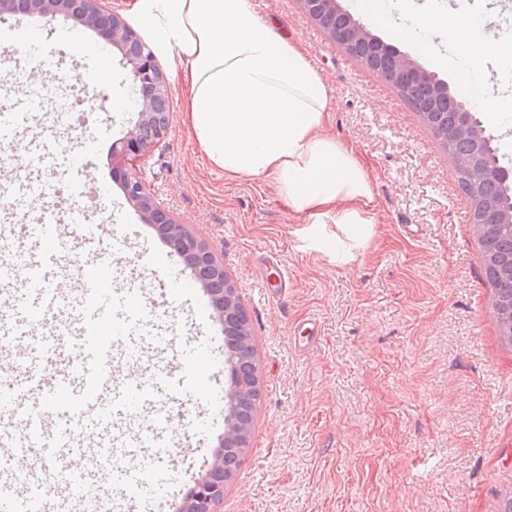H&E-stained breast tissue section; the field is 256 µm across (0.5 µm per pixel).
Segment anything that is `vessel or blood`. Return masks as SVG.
I'll return each instance as SVG.
<instances>
[{"mask_svg": "<svg viewBox=\"0 0 512 512\" xmlns=\"http://www.w3.org/2000/svg\"><path fill=\"white\" fill-rule=\"evenodd\" d=\"M39 21L24 20L0 31V45L25 41L29 52L39 50ZM457 69L467 71L463 91L478 94L493 73L473 70L466 56L449 51ZM19 93L12 107L0 105V139L36 119L42 109L41 91L27 79H19ZM29 235L38 248L20 255L12 264L0 265V284L23 275L25 287L19 295L0 300V313L11 310V322L0 320V349L13 361L32 363L33 368L17 379L0 373V415L26 406L30 430L0 426V454L8 457L49 450L64 476L54 497H47L44 484L30 471L15 470L0 476V512H76L87 489L104 471H111L115 491L114 512H126L133 501H141L146 512H157L162 495L150 492L145 473L133 474L120 463L122 451L137 448L145 454L160 453L166 445L168 413L158 409L154 420L132 428L131 409L153 394L171 392L173 402L196 399L214 406V392L206 391L204 353L211 349L206 302H199V320L192 347L187 350L193 378L182 389L169 390L156 370L142 376L119 375L115 356L134 361L148 351L166 347V336L156 327L146 303L136 288H123L84 276L78 312L66 311L68 300L54 284L63 229L51 224L31 228ZM61 310L48 333H40V318L47 308Z\"/></svg>", "mask_w": 512, "mask_h": 512, "instance_id": "vessel-or-blood-1", "label": "vessel or blood"}]
</instances>
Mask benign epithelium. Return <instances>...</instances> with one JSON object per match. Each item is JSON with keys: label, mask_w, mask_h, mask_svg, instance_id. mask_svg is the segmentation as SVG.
<instances>
[{"label": "benign epithelium", "mask_w": 512, "mask_h": 512, "mask_svg": "<svg viewBox=\"0 0 512 512\" xmlns=\"http://www.w3.org/2000/svg\"><path fill=\"white\" fill-rule=\"evenodd\" d=\"M304 9L342 49L354 53L357 44L374 40L377 53L393 71L425 84L432 96L452 101L448 84L423 68L412 57L374 36L353 15H347L343 29L335 26L336 16L343 12L340 0H300ZM0 14L39 15L69 18L90 29L105 42L117 48L126 64L138 94L137 120L120 141L112 146V156L118 158L115 176L122 181L127 199L134 205L143 223L153 224L173 244L196 282L209 296L214 318L219 323H234L244 314L237 284L226 275L214 247L194 235L184 225L176 223L156 201L154 194L136 173L137 163L149 156L165 139L170 116L168 81L154 49L119 16L102 7L101 0H0ZM455 124L446 132H436L438 139L460 136L470 141L472 150L462 162L473 165L475 157L484 156L493 141L477 110L470 104L455 102ZM482 178L495 185L509 178L498 160L480 163ZM512 222V206L496 208L493 214L483 213L473 222V232L480 239L501 225ZM255 381L236 366H228V382L224 388V436L207 472L185 497L179 512H215L224 501V488L234 477L236 461L224 457V449L234 452L246 447L248 435L241 426L240 406Z\"/></svg>", "instance_id": "1"}]
</instances>
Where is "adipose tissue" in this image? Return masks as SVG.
<instances>
[{"mask_svg": "<svg viewBox=\"0 0 512 512\" xmlns=\"http://www.w3.org/2000/svg\"><path fill=\"white\" fill-rule=\"evenodd\" d=\"M147 7L184 67V112L197 148L226 178L271 179L303 214L308 250L351 263L376 234L375 181L351 143L329 135L333 91L295 38L260 18L254 0H148ZM397 12L367 20L437 64L444 45L483 68L512 60V39L488 22L397 0ZM396 12V13H397Z\"/></svg>", "mask_w": 512, "mask_h": 512, "instance_id": "adipose-tissue-1", "label": "adipose tissue"}]
</instances>
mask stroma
<instances>
[{
	"mask_svg": "<svg viewBox=\"0 0 512 512\" xmlns=\"http://www.w3.org/2000/svg\"><path fill=\"white\" fill-rule=\"evenodd\" d=\"M152 46L170 77L171 116L161 146L138 167L174 220L215 248L238 288L254 331L261 395L247 448L218 512H497L512 493V348L501 345L493 290L482 272L470 207L456 162L394 87L347 55L300 0H255L259 16L294 35L334 91L330 133L350 142L376 183V236L339 267L304 249L301 214L270 179H226L189 137L173 77L181 63L139 0H103ZM72 20L44 21L42 67L0 51V70L24 66L44 109L74 95L70 78L95 57L58 39ZM107 81L89 93L96 112L49 129L32 124L9 143L0 180H25L32 143L53 141L41 181L66 185L64 160L94 142L87 182L107 187L92 223L105 226L112 266L142 289L171 346L148 360L170 378L193 335L192 304L170 298L149 275L148 254L163 241L141 221L113 177L112 145L134 123L128 69L111 45ZM288 285L277 288L276 270ZM206 436L177 431L156 459L175 479L177 506L212 463L224 414L209 412Z\"/></svg>",
	"mask_w": 512,
	"mask_h": 512,
	"instance_id": "stroma-1",
	"label": "stroma"
}]
</instances>
